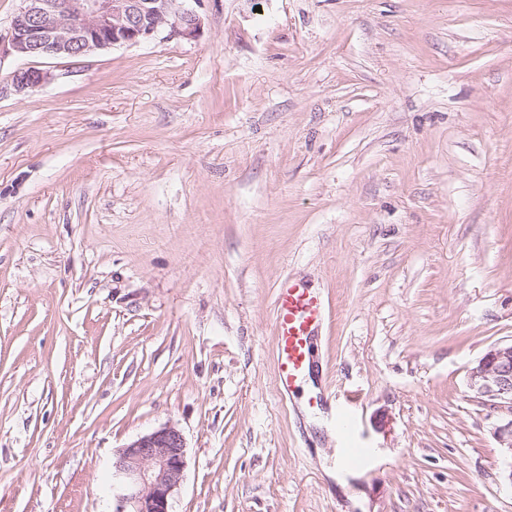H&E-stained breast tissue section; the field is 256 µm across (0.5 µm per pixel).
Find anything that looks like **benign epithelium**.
Returning a JSON list of instances; mask_svg holds the SVG:
<instances>
[{"label": "benign epithelium", "instance_id": "benign-epithelium-1", "mask_svg": "<svg viewBox=\"0 0 512 512\" xmlns=\"http://www.w3.org/2000/svg\"><path fill=\"white\" fill-rule=\"evenodd\" d=\"M0 55L28 58L77 57L96 50L133 45L166 32L192 41L201 19L186 0H22ZM50 74L18 69L10 78L17 92L42 86ZM467 386L498 419L492 436L504 460V482L512 486V342L488 348L469 368ZM186 466V445L165 425L123 446L112 460L115 512H172V496Z\"/></svg>", "mask_w": 512, "mask_h": 512}]
</instances>
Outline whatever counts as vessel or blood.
Returning <instances> with one entry per match:
<instances>
[{"mask_svg":"<svg viewBox=\"0 0 512 512\" xmlns=\"http://www.w3.org/2000/svg\"><path fill=\"white\" fill-rule=\"evenodd\" d=\"M325 317L322 299L309 288L283 279L275 295L274 335L277 355L276 385L279 392L293 393L313 368V338ZM338 462L346 468L363 469L371 461L368 449L358 447L352 434V415L336 417Z\"/></svg>","mask_w":512,"mask_h":512,"instance_id":"b4317fda","label":"vessel or blood"}]
</instances>
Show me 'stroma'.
I'll list each match as a JSON object with an SVG mask.
<instances>
[{
  "instance_id": "obj_1",
  "label": "stroma",
  "mask_w": 512,
  "mask_h": 512,
  "mask_svg": "<svg viewBox=\"0 0 512 512\" xmlns=\"http://www.w3.org/2000/svg\"><path fill=\"white\" fill-rule=\"evenodd\" d=\"M194 8L193 41L0 57V512H113L164 425L172 512H512L467 387L512 341V0ZM285 277L326 305L288 395ZM50 79V74L37 68L18 69L10 78V86L17 92L29 91L42 86ZM336 433L339 443V465L346 468L364 469L371 461L368 448L357 447L352 434V415L342 409L336 417ZM186 466V445L165 425L137 436L112 460L115 512H172V496Z\"/></svg>"
}]
</instances>
